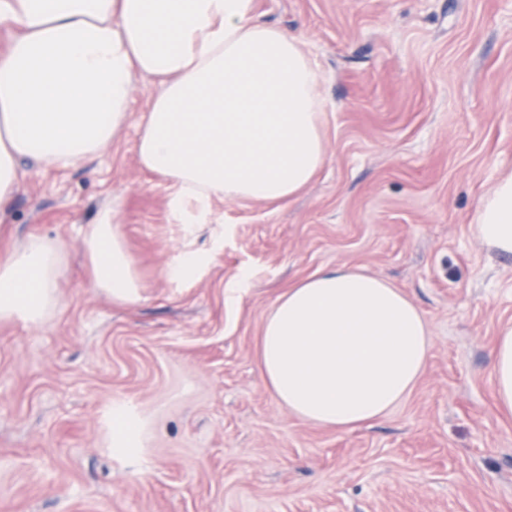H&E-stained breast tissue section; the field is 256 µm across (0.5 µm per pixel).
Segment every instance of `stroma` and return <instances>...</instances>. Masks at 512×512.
<instances>
[{"label":"stroma","mask_w":512,"mask_h":512,"mask_svg":"<svg viewBox=\"0 0 512 512\" xmlns=\"http://www.w3.org/2000/svg\"><path fill=\"white\" fill-rule=\"evenodd\" d=\"M259 9L323 78L329 160L300 195L216 200L185 223L139 162L143 80L117 138L86 167L24 178L0 217V252L39 236L67 253L45 320H0V512H512V418L490 368L512 256L474 227L512 169V0ZM106 210L136 261L132 305L88 283L83 236ZM188 248L205 265L168 279ZM339 264L401 289L432 333L414 390L354 430L289 412L257 356L277 297Z\"/></svg>","instance_id":"obj_1"}]
</instances>
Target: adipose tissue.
<instances>
[{
	"label": "adipose tissue",
	"instance_id": "obj_1",
	"mask_svg": "<svg viewBox=\"0 0 512 512\" xmlns=\"http://www.w3.org/2000/svg\"><path fill=\"white\" fill-rule=\"evenodd\" d=\"M0 216L37 170L78 166L119 135L133 86L154 91L137 152L205 223L212 199L277 202L328 161L321 76L299 38L263 20L257 0H0ZM475 232L512 255V172L479 203ZM93 287L140 298L135 261L110 213L89 225ZM60 243L0 253V320L40 323L58 305ZM423 314L386 280L339 265L280 295L258 359L273 397L298 417L353 430L388 414L424 374ZM496 408L512 415V326L492 349Z\"/></svg>",
	"mask_w": 512,
	"mask_h": 512
}]
</instances>
